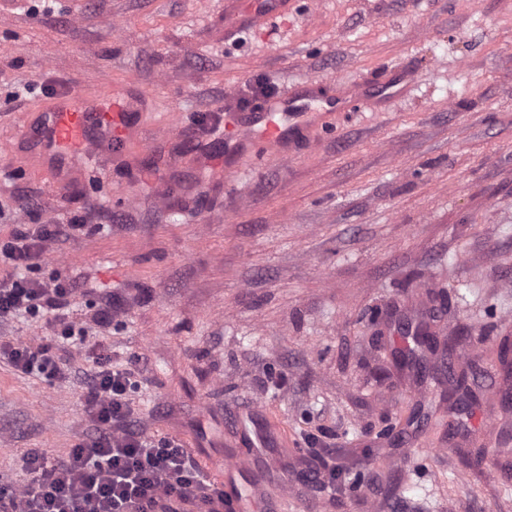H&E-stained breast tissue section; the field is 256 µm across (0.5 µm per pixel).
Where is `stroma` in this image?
<instances>
[{
	"label": "stroma",
	"mask_w": 512,
	"mask_h": 512,
	"mask_svg": "<svg viewBox=\"0 0 512 512\" xmlns=\"http://www.w3.org/2000/svg\"><path fill=\"white\" fill-rule=\"evenodd\" d=\"M0 18V124L59 97L123 89L152 95L151 127L183 128L167 159L132 145L105 180L72 177L50 196L39 168L0 179V238L18 224L81 220L34 275L76 281L74 315L107 301L123 312L103 331L112 362L142 357L133 398L143 430L223 459L226 415L256 409L271 428L269 458L330 446L344 486L300 488L299 512H512V8L505 0H291L286 17L242 20L224 33V0H26ZM412 72L395 103L327 113L288 160L237 183H210L199 154H223L213 130L258 78L275 92L312 80L358 83L381 67ZM178 105L170 113L169 105ZM152 169L173 189L157 204L140 182ZM137 193L135 203L113 186ZM437 344L416 369L395 362L404 324ZM465 356L448 352V341ZM91 362L70 356L47 382L0 363V474L14 485L28 448L65 459L91 434L81 403ZM284 372L277 389L265 371ZM476 399L456 430L432 428L448 409L449 373ZM392 436H385V429ZM438 460L394 464L407 437ZM466 448L487 452L465 467Z\"/></svg>",
	"instance_id": "stroma-1"
}]
</instances>
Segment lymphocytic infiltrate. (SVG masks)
Returning a JSON list of instances; mask_svg holds the SVG:
<instances>
[{"instance_id":"f902f5d3","label":"lymphocytic infiltrate","mask_w":512,"mask_h":512,"mask_svg":"<svg viewBox=\"0 0 512 512\" xmlns=\"http://www.w3.org/2000/svg\"><path fill=\"white\" fill-rule=\"evenodd\" d=\"M76 224H36L0 239V322L19 317L58 329L79 355L91 358L82 394L93 427L66 459L51 460L32 448L20 458L28 487L0 486V512H223L224 490L206 482L180 440L146 437L138 424L132 393L141 368L117 367L102 342H88L83 326L65 322L72 301L69 279L54 274L28 278L41 265L49 243L75 236ZM15 371L48 379L65 367L51 340H0V362Z\"/></svg>"}]
</instances>
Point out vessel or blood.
Wrapping results in <instances>:
<instances>
[{
    "instance_id": "obj_1",
    "label": "vessel or blood",
    "mask_w": 512,
    "mask_h": 512,
    "mask_svg": "<svg viewBox=\"0 0 512 512\" xmlns=\"http://www.w3.org/2000/svg\"><path fill=\"white\" fill-rule=\"evenodd\" d=\"M409 88V79L394 75L389 68L372 79L370 87L337 85L329 94L320 96L313 81L290 85L279 99L264 107L252 119L240 122L236 129L224 134L225 154L241 147L263 143L268 153L281 156V129L284 125L307 127L318 113L339 112L357 104H373L375 98L397 99ZM140 101L117 91L106 99L85 97L74 93L59 98L43 112L38 123H31L26 114H18L12 126L14 132L28 138L32 148L20 156H12L8 167L26 168L39 162L49 175L51 193L65 186L58 157H65L70 169L83 170L93 165L106 170L115 152L122 150L127 140L140 138L147 149H155L163 140L178 133L172 124L144 131L138 116ZM237 434L250 447L248 453L230 452L223 461L209 458L199 461L203 475L225 487V512H297L300 506L298 488L287 475L271 477L270 465L264 464L265 435L248 414L234 418Z\"/></svg>"
}]
</instances>
